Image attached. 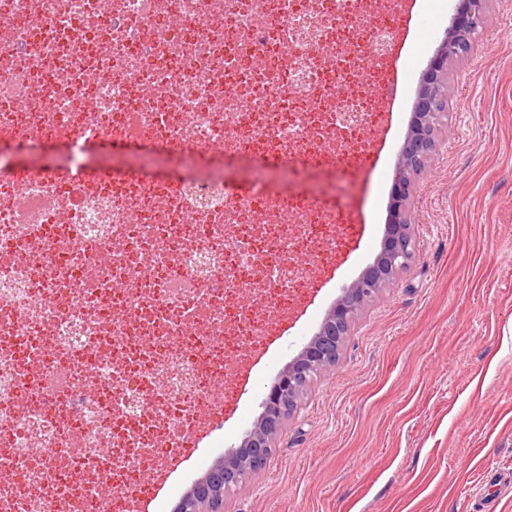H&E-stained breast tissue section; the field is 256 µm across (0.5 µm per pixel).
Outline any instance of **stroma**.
<instances>
[{"instance_id": "obj_1", "label": "stroma", "mask_w": 512, "mask_h": 512, "mask_svg": "<svg viewBox=\"0 0 512 512\" xmlns=\"http://www.w3.org/2000/svg\"><path fill=\"white\" fill-rule=\"evenodd\" d=\"M460 3L418 0L406 43L427 53L374 173L359 175L360 225L327 274L307 273L250 385L225 389L229 416L173 474L177 491L241 444L275 377L379 253L419 76ZM445 94L437 149L414 176L412 259L360 311L336 365L300 394L269 464L224 512H477L490 468L512 473V0H487Z\"/></svg>"}]
</instances>
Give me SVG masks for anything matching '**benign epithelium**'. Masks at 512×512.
Wrapping results in <instances>:
<instances>
[{
    "instance_id": "1",
    "label": "benign epithelium",
    "mask_w": 512,
    "mask_h": 512,
    "mask_svg": "<svg viewBox=\"0 0 512 512\" xmlns=\"http://www.w3.org/2000/svg\"><path fill=\"white\" fill-rule=\"evenodd\" d=\"M485 2L465 0V6L451 16L433 61L423 76L416 101L417 118L402 155L400 172L393 189L392 235L384 255L387 262L385 277L389 279L406 269L412 258L413 237L407 215L408 201L413 193L410 174L413 172V162H425L436 149L434 131L444 110L443 83L448 61L461 55L462 49L471 44ZM357 313L356 307L339 302L327 317L323 340L308 342L300 352L298 360L304 362V367L298 369L292 364L276 377L262 403L263 411L259 421L244 441V446L253 449L252 458L259 467L266 465L274 439V435L266 431L263 422L267 419L277 423L284 421L287 404L296 403L299 396V375L336 365L338 329L343 325L351 326ZM237 453L236 449L229 451L224 460L186 494L181 512H224V494L231 490L240 491L248 484V477L235 461Z\"/></svg>"
}]
</instances>
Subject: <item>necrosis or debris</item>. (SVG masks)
I'll return each instance as SVG.
<instances>
[{"instance_id":"1","label":"necrosis or debris","mask_w":512,"mask_h":512,"mask_svg":"<svg viewBox=\"0 0 512 512\" xmlns=\"http://www.w3.org/2000/svg\"><path fill=\"white\" fill-rule=\"evenodd\" d=\"M369 0H0V512H90L195 422L231 349L302 280L291 253L336 243L339 199L285 207L269 181L357 155L380 103L369 59L393 32ZM253 145L241 151L238 139ZM152 181L89 178L105 140ZM63 157L17 178L7 153ZM253 188L225 193L226 159Z\"/></svg>"}]
</instances>
